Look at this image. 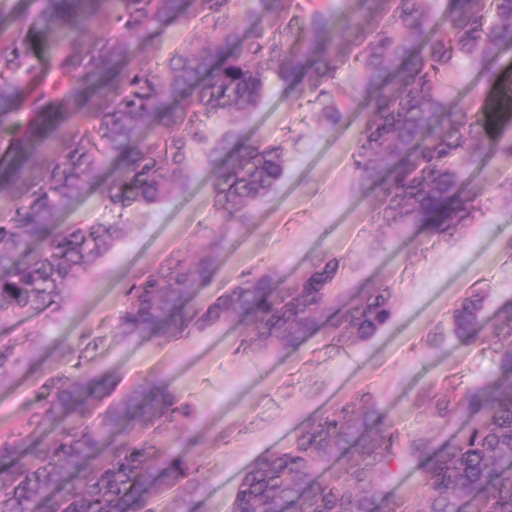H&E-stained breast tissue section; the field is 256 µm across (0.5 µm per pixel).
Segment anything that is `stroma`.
<instances>
[{"mask_svg":"<svg viewBox=\"0 0 512 512\" xmlns=\"http://www.w3.org/2000/svg\"><path fill=\"white\" fill-rule=\"evenodd\" d=\"M367 121L353 108L347 121L325 129L312 105L294 99L277 81L253 113L226 119L237 138L278 143L288 163L271 196L249 203L248 224L238 228L215 262L213 280L197 290L194 305L233 287L249 272L274 285L293 281L313 264L339 260L331 304L342 310L367 288L393 291L395 319L356 346H339L326 328L296 349L251 350L246 320L216 325L190 339L166 343L158 337L125 341L113 327L124 307L125 287L174 251L201 250L224 222L213 209L212 185L224 160L195 151L193 168L174 199L120 213L107 210L117 162L61 218L64 224L122 223L128 231L67 294L62 311L47 309L26 322L0 324L34 366L0 386V417L20 412L42 382L31 337L79 339L84 357L68 371L102 375L120 395L132 382L164 379L170 391L196 404L188 445L191 472L185 483L210 512H229L240 478L260 456L291 447L315 418L373 394L381 416L397 430L421 432L447 445L452 425L415 404L428 389L462 394L496 368L485 345H463L450 312L460 299L483 291L480 333L492 331L512 310V157L492 158L496 201L477 212L460 232L436 236L426 224H371L381 202L377 187L352 165L357 138Z\"/></svg>","mask_w":512,"mask_h":512,"instance_id":"stroma-1","label":"stroma"}]
</instances>
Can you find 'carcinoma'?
<instances>
[{"label": "carcinoma", "mask_w": 512, "mask_h": 512, "mask_svg": "<svg viewBox=\"0 0 512 512\" xmlns=\"http://www.w3.org/2000/svg\"><path fill=\"white\" fill-rule=\"evenodd\" d=\"M272 15L270 29H241L235 13ZM37 0V12L13 15L0 27V150L14 161L9 187L15 204L0 217V322L62 308L63 291L126 235L124 224H61L101 177L109 159L123 161L103 199L110 211L152 206L172 196L191 167L193 149L224 153L231 132L213 127L233 113L255 112L274 76L298 100L320 104L319 122L342 125L360 99L368 121L358 138L354 168L380 181L378 224H424L437 235L472 222L493 200V182L466 180L452 159L486 167L512 156V137L492 127L512 107V78L500 58L512 46V0H452L445 18L431 0H358L349 20L310 0ZM220 38L198 28L182 32L183 47L149 70L122 67L133 43L146 50L164 40L187 7ZM103 31L89 41L85 31ZM478 66L471 105L448 107L450 69ZM361 71V86L337 81L344 66ZM77 104L83 123L66 113ZM63 114L50 134L32 124ZM162 124L168 134L150 128ZM281 144L238 141L214 187L224 226L242 224V205L267 198L281 180ZM212 251L152 265L125 291L115 336L134 340L160 328L171 343L247 314V346L298 348L328 306L337 261L315 266L275 287L250 276L191 308L186 300L212 278ZM484 298L474 293L451 311L453 332L467 345L486 344L497 370L457 397L426 392L423 404L459 430L438 448L425 435L404 436L374 425L371 401L325 413L297 435L292 447L258 458L239 480L231 512H512V314L491 336H480ZM395 317L390 289H369L338 313L331 335L341 345L375 336ZM33 343L51 353L44 382L23 413L0 425V512H155L151 495L162 483L175 491L173 512H208L183 485L187 449L171 436L193 421L195 408L168 389L134 383L102 412L91 401L106 390L87 372L62 378L54 363L77 355L78 344ZM22 361L0 336V383ZM418 464L421 490L395 497L380 483L391 465Z\"/></svg>", "instance_id": "1"}]
</instances>
